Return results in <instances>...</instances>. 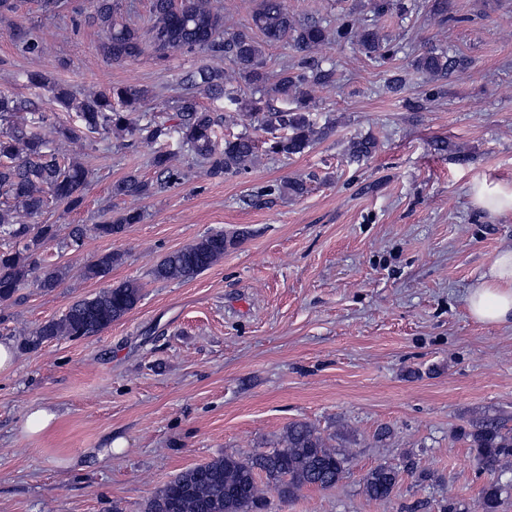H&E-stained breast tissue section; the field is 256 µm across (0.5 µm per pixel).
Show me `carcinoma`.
<instances>
[{
  "label": "carcinoma",
  "mask_w": 512,
  "mask_h": 512,
  "mask_svg": "<svg viewBox=\"0 0 512 512\" xmlns=\"http://www.w3.org/2000/svg\"><path fill=\"white\" fill-rule=\"evenodd\" d=\"M93 8L88 22L104 33L101 50L108 62L136 60L150 47L159 59L175 51H197L228 63L224 70L202 66L186 76L184 92L173 101L178 116L174 125L146 112L154 98L147 87L119 84L104 92L79 95L68 86L55 85V103L76 112L79 121L76 128H57L60 138L74 141L97 133L153 144L152 164L163 185L186 179L168 150L174 137L181 149L208 164L213 177L245 172L258 157V141L247 132L218 142L215 127L219 117L200 105L199 96L224 98L236 105L249 125L271 134L267 152L291 158L307 152L332 130L329 125L316 127L310 112L313 91L336 83L335 67L323 66L322 57L316 56L321 46L332 40L351 43L374 60L397 53L375 26L351 12L339 14L330 29L319 21H300L288 15L281 0H261L252 24L233 33L224 30V15L213 9L210 0H151L150 25L145 30L119 19V0H95ZM12 38L25 52L42 53V45L29 37L23 25L15 27ZM271 43H282L301 54L296 70L283 68L274 82L265 60V47ZM463 65V57L435 48L425 49L414 60L416 69L442 79ZM272 94L281 97L285 107L273 108ZM29 105L30 101L13 93L0 92V195L10 200L0 208V242L7 243L0 248V303L12 299L32 274L47 291L61 285L65 273L40 259L42 248L54 237L53 225L31 220L43 213L50 198L77 206L91 182L90 171L61 157L54 141L38 127L13 123L15 113ZM374 151V140L363 137L351 142L349 154L360 158ZM152 190L153 185L136 174L112 186L116 196L145 197ZM305 191L303 181L288 180L265 187L261 195L300 196ZM142 219L141 210L129 209L114 222L95 225L94 232L111 237ZM248 235L243 229L230 235L222 231L207 235L167 253L156 265L154 276L159 280L192 278ZM119 259L115 253H104L87 263L81 276L86 280L104 278ZM140 294V285L128 281L77 300L61 318L45 322L25 337L24 345L35 349L51 339L97 335L133 309ZM465 437L484 468L497 474L482 488L481 499L483 512H498L502 495L512 489V480L502 481L504 472L512 469V428L490 421ZM335 440L336 436H326L308 422H292L271 450L243 459L221 454L180 472L148 500L145 512H263L272 489L286 498L303 488H332L349 472L351 459L333 444ZM399 481V470L378 465L365 476L363 491L372 500L388 501Z\"/></svg>",
  "instance_id": "cac0c4a2"
}]
</instances>
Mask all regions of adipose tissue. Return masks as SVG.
<instances>
[{
	"instance_id": "adipose-tissue-1",
	"label": "adipose tissue",
	"mask_w": 512,
	"mask_h": 512,
	"mask_svg": "<svg viewBox=\"0 0 512 512\" xmlns=\"http://www.w3.org/2000/svg\"><path fill=\"white\" fill-rule=\"evenodd\" d=\"M466 303L481 323H512V244L497 251L488 270L470 286Z\"/></svg>"
}]
</instances>
